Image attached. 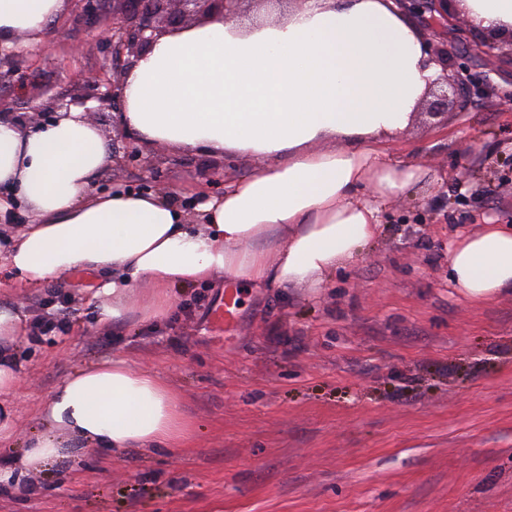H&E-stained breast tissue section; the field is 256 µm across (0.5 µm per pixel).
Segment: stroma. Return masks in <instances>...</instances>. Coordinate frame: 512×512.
<instances>
[{"instance_id":"35a3bbf8","label":"stroma","mask_w":512,"mask_h":512,"mask_svg":"<svg viewBox=\"0 0 512 512\" xmlns=\"http://www.w3.org/2000/svg\"><path fill=\"white\" fill-rule=\"evenodd\" d=\"M111 13L89 25L67 0L40 38L0 61V103L31 109L32 86L59 97L106 61ZM457 66L512 89V55L480 60L458 28ZM150 164L110 162L100 192L153 176L158 191L192 201L214 173L248 175L250 157L166 144ZM395 159L432 172L430 184L382 213L384 232L325 287L240 291L237 319H212L223 280L172 288L174 306L144 320L138 306L103 327L78 274L16 293L0 305L67 301L61 329L19 343L11 402L22 448L49 396L69 374L121 360L164 381L188 426L175 448L106 455L76 450L37 478L26 497L0 488V512H512V296L473 304L448 286V247L484 223L512 224V109L477 99L439 124L416 121Z\"/></svg>"}]
</instances>
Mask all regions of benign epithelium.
<instances>
[{
    "mask_svg": "<svg viewBox=\"0 0 512 512\" xmlns=\"http://www.w3.org/2000/svg\"><path fill=\"white\" fill-rule=\"evenodd\" d=\"M112 2V26L103 37L107 53L112 55V75H93L83 80L84 91L75 97L51 98L35 109L42 120L53 121L66 117L73 106L89 102L95 106L86 109L87 116L112 114V131L117 140L124 143L123 158L126 161H142L140 142L129 135L120 117L123 112V84L128 72L139 58L157 40L166 34H174L191 25L212 20L234 21L242 15L241 4L245 0H110ZM400 8L428 27L448 25L456 21V0H394ZM428 62L442 67L443 74L429 86L426 115L438 119L448 111L464 109L472 102L474 86L471 77L459 70L450 71V59L454 56L453 45H437L425 39Z\"/></svg>",
    "mask_w": 512,
    "mask_h": 512,
    "instance_id": "7a95c632",
    "label": "benign epithelium"
}]
</instances>
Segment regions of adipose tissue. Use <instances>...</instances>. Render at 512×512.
Returning <instances> with one entry per match:
<instances>
[{"label":"adipose tissue","instance_id":"adipose-tissue-1","mask_svg":"<svg viewBox=\"0 0 512 512\" xmlns=\"http://www.w3.org/2000/svg\"><path fill=\"white\" fill-rule=\"evenodd\" d=\"M64 0H0V44L34 39ZM478 28L512 31V0H459ZM436 69L420 29L394 0H298L283 20H221L159 38L124 82L122 122L136 137L259 164L201 193L193 208L160 193L91 184L110 155L98 127L68 118L22 129L0 121V288H35L79 271L99 273L101 326L140 300L163 317L170 285L217 278L317 288L381 230L385 205L428 183L394 161L398 140ZM448 281L471 302L512 295V227L487 224L448 251ZM28 316L0 308V442L14 434L9 398ZM42 429L0 464V486L28 479L72 443L120 452L169 446L187 426L172 390L147 371L103 361L68 375L49 397Z\"/></svg>","mask_w":512,"mask_h":512}]
</instances>
